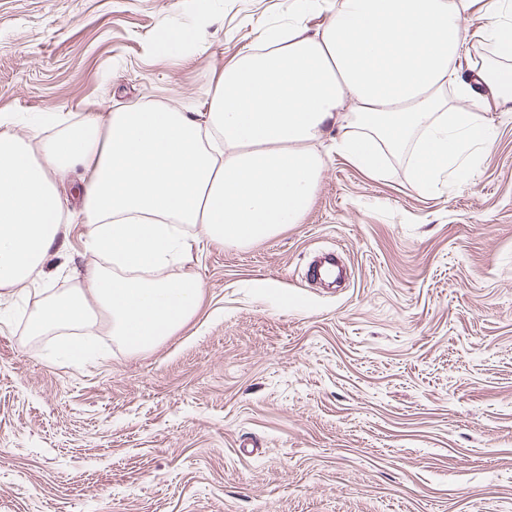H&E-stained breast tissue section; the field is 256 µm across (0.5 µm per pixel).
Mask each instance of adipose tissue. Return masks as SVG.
Instances as JSON below:
<instances>
[{
    "label": "adipose tissue",
    "mask_w": 512,
    "mask_h": 512,
    "mask_svg": "<svg viewBox=\"0 0 512 512\" xmlns=\"http://www.w3.org/2000/svg\"><path fill=\"white\" fill-rule=\"evenodd\" d=\"M207 26L202 18L166 31L156 48L192 57L206 48ZM474 35L501 65L465 80L454 62ZM261 41L214 74L203 112L153 101L56 112L34 121L36 140L0 113V288L35 282L58 250L68 220L55 181L73 170L86 248L107 260L33 306L30 334L101 319L127 349H149L202 303L200 279L167 273L188 251L184 225L248 246L300 223L331 130L336 152L368 175L406 151L420 190L443 175L467 180L488 127L478 113L449 109V93L468 99L491 80L500 104H512V0H337L326 24L296 21Z\"/></svg>",
    "instance_id": "ef3b65f1"
}]
</instances>
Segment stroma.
Instances as JSON below:
<instances>
[{
  "instance_id": "1",
  "label": "stroma",
  "mask_w": 512,
  "mask_h": 512,
  "mask_svg": "<svg viewBox=\"0 0 512 512\" xmlns=\"http://www.w3.org/2000/svg\"><path fill=\"white\" fill-rule=\"evenodd\" d=\"M292 0H0V113L150 100L206 109L210 78ZM208 14L207 48L153 49ZM494 144L430 192L326 160L301 223L247 247L200 227L174 276L198 314L153 348L82 360L29 336L45 289L98 262L71 222L42 279L0 288V512H512V111L464 100ZM333 249L352 270L307 277ZM257 451L240 450L243 438Z\"/></svg>"
}]
</instances>
